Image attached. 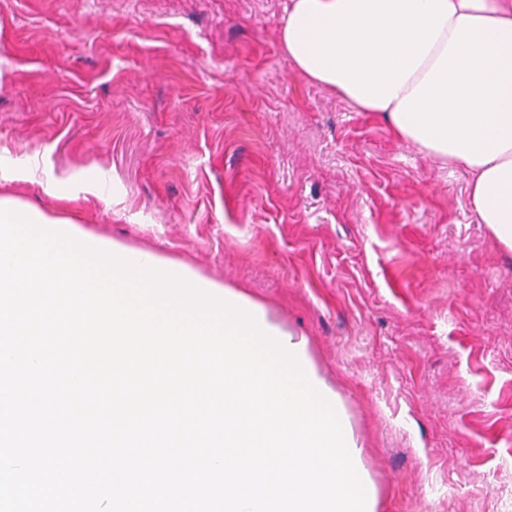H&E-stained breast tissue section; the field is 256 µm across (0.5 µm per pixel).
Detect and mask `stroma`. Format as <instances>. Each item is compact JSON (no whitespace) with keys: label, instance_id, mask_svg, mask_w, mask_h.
<instances>
[{"label":"stroma","instance_id":"35a3bbf8","mask_svg":"<svg viewBox=\"0 0 512 512\" xmlns=\"http://www.w3.org/2000/svg\"><path fill=\"white\" fill-rule=\"evenodd\" d=\"M287 0H0V196L303 334L379 512H512V257L466 171L283 54Z\"/></svg>","mask_w":512,"mask_h":512}]
</instances>
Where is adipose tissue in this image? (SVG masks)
<instances>
[{
    "mask_svg": "<svg viewBox=\"0 0 512 512\" xmlns=\"http://www.w3.org/2000/svg\"><path fill=\"white\" fill-rule=\"evenodd\" d=\"M279 41L310 82L465 168L512 254V0H288Z\"/></svg>",
    "mask_w": 512,
    "mask_h": 512,
    "instance_id": "adipose-tissue-1",
    "label": "adipose tissue"
}]
</instances>
